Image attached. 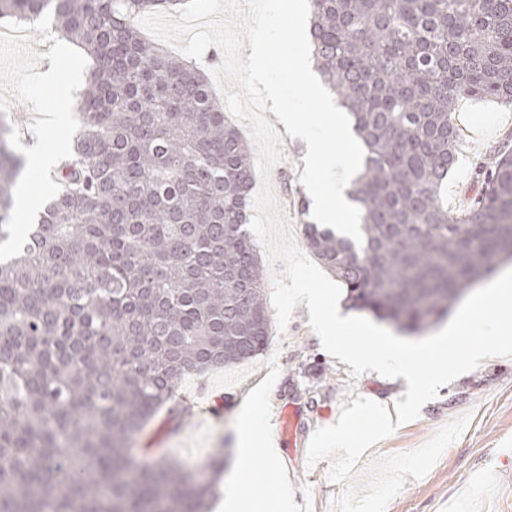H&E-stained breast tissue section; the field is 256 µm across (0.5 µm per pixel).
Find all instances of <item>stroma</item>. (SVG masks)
<instances>
[{
  "label": "stroma",
  "mask_w": 512,
  "mask_h": 512,
  "mask_svg": "<svg viewBox=\"0 0 512 512\" xmlns=\"http://www.w3.org/2000/svg\"><path fill=\"white\" fill-rule=\"evenodd\" d=\"M456 120L460 129L457 161L441 196L449 210L466 213L479 195L477 165L488 160L512 133V105L487 100L462 99ZM284 160L269 172V182L283 216L291 223L296 241H303L310 221L311 197L300 183L307 152L304 141L281 135ZM348 364L328 354L309 325L306 304H298L285 333L270 330L259 354L242 363L186 376L179 387V403L196 401L215 405L214 414L193 420L182 435L159 432L168 419L160 411L150 422L149 435L135 443V459L150 461L156 449H166L182 463L206 465L219 458L222 476L232 481L238 472V419L252 405L261 420H268L278 405L297 407L301 420L318 429L332 425L331 415L341 404L357 397L393 407L407 389L403 379L369 372L351 377ZM470 415L461 436L443 452L422 479H407L404 488L387 504L385 512H512V357L484 359L438 390L416 420L367 449L356 465L353 482L366 483L365 469L378 458L415 450L444 424ZM309 439L280 447L270 458L255 449L251 469L265 473L264 484L254 487L253 500L270 505L288 494L294 512H334L333 502L342 485L328 478L329 463L308 464Z\"/></svg>",
  "instance_id": "1"
}]
</instances>
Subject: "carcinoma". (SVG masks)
<instances>
[{
  "label": "carcinoma",
  "instance_id": "carcinoma-1",
  "mask_svg": "<svg viewBox=\"0 0 512 512\" xmlns=\"http://www.w3.org/2000/svg\"><path fill=\"white\" fill-rule=\"evenodd\" d=\"M164 0H0L51 13L89 60L73 154L22 253L0 262V512H204L212 483L131 444L182 378L266 345L246 228L250 149L204 70L144 38ZM310 43L364 160L362 244L305 225L353 306L418 332L512 258V146L478 167L465 216L441 189L464 96L512 104V0H310ZM0 125V242L22 166Z\"/></svg>",
  "mask_w": 512,
  "mask_h": 512
}]
</instances>
